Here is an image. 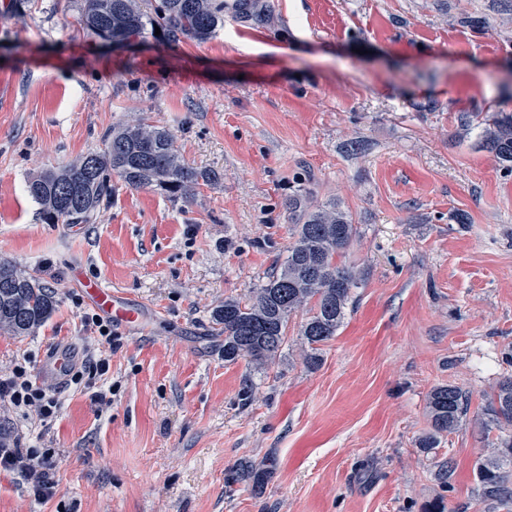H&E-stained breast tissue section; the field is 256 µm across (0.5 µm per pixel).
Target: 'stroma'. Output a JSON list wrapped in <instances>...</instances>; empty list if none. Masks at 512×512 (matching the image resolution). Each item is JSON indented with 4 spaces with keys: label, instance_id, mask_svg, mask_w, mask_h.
I'll use <instances>...</instances> for the list:
<instances>
[{
    "label": "stroma",
    "instance_id": "obj_1",
    "mask_svg": "<svg viewBox=\"0 0 512 512\" xmlns=\"http://www.w3.org/2000/svg\"><path fill=\"white\" fill-rule=\"evenodd\" d=\"M271 2L269 27L228 16L203 42L115 46L87 34L82 0H0V258L56 299L35 335H0V375L60 344L84 358L80 277L143 316L114 327L95 386L61 387L49 426L0 408L10 447L54 449L58 482L39 501L0 472V512H484V406L512 373V173L479 138L512 112V26L497 0ZM138 113L216 181L184 201L116 178L94 223H42L28 178ZM306 174L360 223L352 309L317 365L301 312L273 361L225 362L212 311L278 266ZM447 384L467 415L422 448Z\"/></svg>",
    "mask_w": 512,
    "mask_h": 512
}]
</instances>
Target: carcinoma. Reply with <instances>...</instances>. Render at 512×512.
Segmentation results:
<instances>
[{
  "label": "carcinoma",
  "mask_w": 512,
  "mask_h": 512,
  "mask_svg": "<svg viewBox=\"0 0 512 512\" xmlns=\"http://www.w3.org/2000/svg\"><path fill=\"white\" fill-rule=\"evenodd\" d=\"M146 0H84V28L103 41L136 38L147 28H160L176 43L203 42L224 26V15L256 25L274 23L266 0H159L148 11ZM105 146L77 161L48 169L28 181V193L39 205L44 224H90L110 202L112 176L135 189L157 190L171 197L190 198L214 172L189 165L174 148L168 131L142 116L104 136ZM481 147L494 154L512 173V113L497 112L481 135ZM284 206L292 242L278 270L252 289L246 300L227 296L212 311L218 333L224 335V361L240 358L262 366L285 342L288 319L303 310L300 335L308 347L306 362L320 361V345L336 336L353 303L359 276L340 261L359 226L352 213L331 199L318 202L311 179L298 177L289 187ZM55 295L12 261L0 258V333L30 336L52 314ZM431 431L420 441L434 448L439 438L455 430L467 413V400L454 385L434 387L427 397ZM485 427H512V375L497 383L484 409ZM484 501L500 512H512V438L499 437L492 451L475 466Z\"/></svg>",
  "instance_id": "carcinoma-1"
}]
</instances>
